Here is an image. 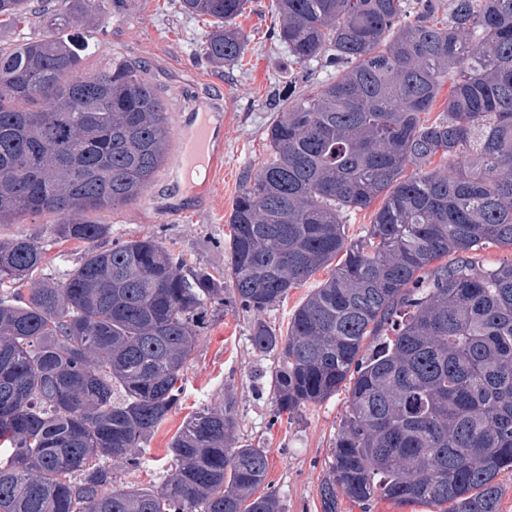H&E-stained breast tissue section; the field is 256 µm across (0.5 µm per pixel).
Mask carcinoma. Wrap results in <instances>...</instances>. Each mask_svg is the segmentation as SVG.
I'll use <instances>...</instances> for the list:
<instances>
[{
	"instance_id": "cac0c4a2",
	"label": "carcinoma",
	"mask_w": 512,
	"mask_h": 512,
	"mask_svg": "<svg viewBox=\"0 0 512 512\" xmlns=\"http://www.w3.org/2000/svg\"><path fill=\"white\" fill-rule=\"evenodd\" d=\"M245 2L179 0L212 22L210 62L242 59ZM30 3L0 0V30ZM277 7L274 38L336 79L288 85L270 159L241 176L223 281L152 237L107 246L112 225L91 219L139 198L169 146L167 104L140 67L89 72L66 35L101 5L56 0L40 38L0 46V222L52 215L57 239L88 244L54 282L36 277L44 245L0 242V290L30 285L0 297V512H281L229 399L185 420L160 486L114 488L105 466L142 467L226 285L254 315V350L278 354L277 414L348 392L322 512L376 496L498 512L496 478L512 470V261L486 269L476 253L512 247V0H448L442 20L440 0ZM378 198L365 236L348 238L343 213ZM330 264L276 334L263 314Z\"/></svg>"
}]
</instances>
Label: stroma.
Wrapping results in <instances>:
<instances>
[{"label":"stroma","mask_w":512,"mask_h":512,"mask_svg":"<svg viewBox=\"0 0 512 512\" xmlns=\"http://www.w3.org/2000/svg\"><path fill=\"white\" fill-rule=\"evenodd\" d=\"M276 0H250L238 24L247 38L242 62L211 65L203 56L208 23L181 13L179 0H113L96 26L77 37L95 68L107 61L139 63L145 79L164 97L171 132L191 125L209 101L223 107L224 152L210 176L181 181L170 164H162L151 185L135 201L96 213L95 221L112 227V239L124 242L155 237L215 277L224 275L229 242L228 216L243 171L258 167L268 154L267 129L289 86L306 92L331 80V69L294 63L272 36L278 22ZM50 216L23 215L0 224V241L25 236L47 246L42 274L61 279L80 260L85 243L54 238ZM328 270L313 274L291 289L264 319L286 332L294 310ZM252 313L232 298L209 309L194 351L183 372L181 402L144 445L141 469L113 466L117 485L149 488L167 476V448L184 421L199 408L232 400L241 438L265 449L266 483L281 501V512H321L318 486L328 471L331 449L347 405L346 392L303 408L293 417L277 416L270 372L277 354L262 355L250 341Z\"/></svg>","instance_id":"35a3bbf8"}]
</instances>
